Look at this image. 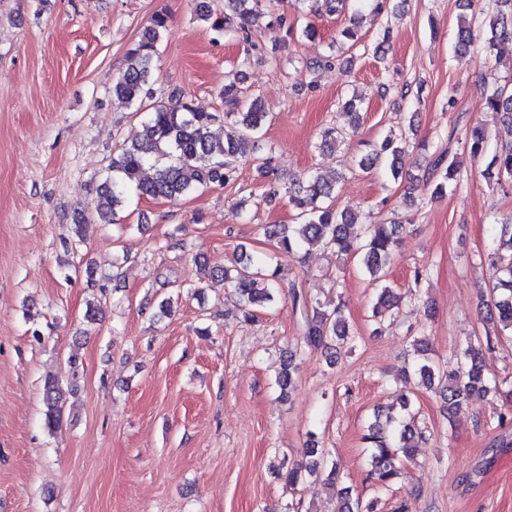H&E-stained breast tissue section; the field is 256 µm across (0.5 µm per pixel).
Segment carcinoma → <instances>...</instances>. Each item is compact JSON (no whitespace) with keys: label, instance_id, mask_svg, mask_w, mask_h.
Listing matches in <instances>:
<instances>
[{"label":"carcinoma","instance_id":"obj_1","mask_svg":"<svg viewBox=\"0 0 512 512\" xmlns=\"http://www.w3.org/2000/svg\"><path fill=\"white\" fill-rule=\"evenodd\" d=\"M299 11L334 15L345 10L347 4L356 12L364 9L375 15L385 12L388 0H291ZM197 20L210 29L238 39L244 45V57L238 67L229 71L222 96L229 110L224 113V135L215 137L210 128L217 117L200 112L183 97L171 95L148 105L147 115L139 141L124 145L112 156L108 165L109 183L97 194L94 208L99 217L113 220L129 199L130 189L140 196L177 199L213 185L222 186L237 178L240 165L245 161L255 163L259 176L269 173L273 160L272 147L265 140L263 128L268 112L262 100L242 86L245 68L251 65V56L258 51L252 40L253 27L265 17L278 25L288 24L284 13H267L262 0H224V13L215 12L208 5L196 10ZM485 29L483 49L488 57L500 58L507 50L512 52V0H493L491 13L482 19ZM168 19L156 14L151 26L127 53V64L112 84V94L128 103L143 107L144 100L153 98L150 80L156 67L158 45L167 29ZM475 28L472 21L458 24L455 50L462 53L474 43ZM359 35L354 28L340 30L328 43L329 54L316 61L317 67L334 65L352 68L353 57L343 55L345 46L358 43ZM485 105L502 112L512 123V88L492 86L483 90ZM342 108L351 115V130L359 126L362 100L357 95L344 99ZM347 130L328 128L321 137V146L332 148L345 141ZM465 147L477 157L487 149V135L479 126L466 130ZM406 157V141L392 134L368 145V151L357 160L363 171L372 169L378 161H385L393 180L403 176ZM154 169L150 178L142 177L145 167ZM426 176L434 182V195H443L448 187L461 184L460 166L452 150L432 153L427 158ZM488 182L499 188H512V149L497 152L489 161L486 173ZM335 185L318 176H307L288 188V200L297 210L295 224L264 227L265 235L275 240V254L254 257L241 253L240 266L228 270L217 268L212 279L224 283L237 296L239 314L244 322L255 318V309L273 304L282 296L289 297L293 310L302 319V333L297 339L295 351L282 360L277 385L282 394H288L295 386L296 355L308 350L327 351L341 345L355 347L356 336L346 319L343 305L333 307L303 295L293 283H284L278 276V267L272 266L276 254H288L305 245H316L325 250L358 258L359 264L379 285L377 306L373 317L398 306L399 298L387 285V274L394 257L396 236L406 230V225L357 223V216L349 210H340L334 203ZM492 241L512 248V216H506L493 224ZM502 276L492 288L494 317L501 329L512 333V261L501 267ZM421 354L415 374L427 388H436L440 396L453 410L473 395L487 393L492 380L485 372L480 349L468 345L456 366L442 370L431 357L429 339L425 336L413 340ZM72 391L58 381L48 378L43 383L45 426L56 430L62 417V409ZM425 435L415 427L414 418L393 414H376L367 426L363 440L370 449V469L367 480L376 489H386L400 478L401 461L413 457L415 441ZM305 454L313 458L303 466L295 464L281 474L286 484L296 487L313 484L320 480L327 486L341 482L336 463H327L328 453L319 447L317 435L309 433Z\"/></svg>","mask_w":512,"mask_h":512}]
</instances>
